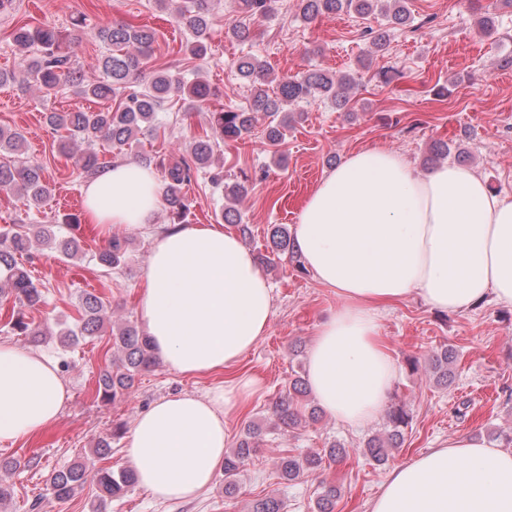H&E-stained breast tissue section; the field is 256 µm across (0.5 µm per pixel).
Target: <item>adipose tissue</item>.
I'll return each instance as SVG.
<instances>
[{"label": "adipose tissue", "instance_id": "adipose-tissue-1", "mask_svg": "<svg viewBox=\"0 0 512 512\" xmlns=\"http://www.w3.org/2000/svg\"><path fill=\"white\" fill-rule=\"evenodd\" d=\"M85 220L100 234H150L137 315L156 356L177 375L236 364L265 335L269 281L251 251L220 224L156 231L161 185L148 166L115 163L83 189ZM295 244L339 304L319 325L306 378L325 415L358 427L385 410L397 366L379 336L380 308L409 297L451 313L486 297L512 305V193L475 170L419 174L381 147L350 155L303 204ZM254 390L235 380L208 394L161 398L127 437L138 483L158 500L211 487L224 463L225 416ZM68 389L57 361L0 342V442L46 431ZM370 512H512V451L467 436L395 465Z\"/></svg>", "mask_w": 512, "mask_h": 512}]
</instances>
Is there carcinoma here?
I'll list each match as a JSON object with an SVG mask.
<instances>
[{
	"label": "carcinoma",
	"instance_id": "obj_1",
	"mask_svg": "<svg viewBox=\"0 0 512 512\" xmlns=\"http://www.w3.org/2000/svg\"><path fill=\"white\" fill-rule=\"evenodd\" d=\"M409 0H300V15L311 21L326 15L353 14L366 18L376 11L385 14L389 24L397 27L412 22L408 8ZM241 13L255 20L265 17L271 0H237ZM472 12L478 16L482 31L490 35L494 31L496 11L502 7L512 8V0H493L484 5L481 0H468ZM211 0H184L177 10L181 23L187 28L191 39L186 41V52L192 59L207 54L210 39ZM227 34L240 43L248 42L253 29L247 23L232 22ZM98 40L110 47V53L102 60L103 76L97 82L86 83L75 76L69 47L78 37L64 33L54 27L29 29L18 28L13 42L20 50L38 47V55L24 60L17 70H0V85L12 83L23 87L29 78L38 81L50 92L64 85L84 99L105 101L108 106L97 111H75L44 113L46 124L60 133L61 153L75 160V165L87 174L95 173L106 164L105 156L94 151L99 141H106L116 149L130 147L138 141V135L157 125L158 114L163 103L177 98L188 108H197L209 100L212 90L201 74L187 78L180 70L158 65L151 70L145 85L138 80L152 60L157 40L156 32L146 25L125 23L96 28ZM238 76L250 84L254 93L250 108L235 111L221 109L212 113L213 136L196 140L192 147V160L162 158L156 165L164 170V201L178 223H184L187 210L184 188L193 178L203 172L218 189H227V199L233 200L244 192L241 183L224 185V169L214 164L215 150L228 140L236 141L250 132L254 115L262 112L270 117L266 131L267 141L280 144L288 129V122L295 119L284 107H292L311 99L328 100L336 108H345L349 92L355 89V76L346 73L339 77L324 70H312L280 78L276 91L268 93L265 86L270 83L271 71L265 62L255 56H244L236 65ZM24 139L21 133L0 128V191L21 192L28 205L40 208L52 195V188L45 176L43 164L24 156ZM38 237L65 258H73L80 252L76 238L59 237L50 225L20 224L18 229L0 239V299L12 301V305L0 304V319L12 329L34 338L44 335L32 328L16 315L18 307H35L42 302L43 291L18 260L32 246V237ZM271 250L276 254H287L296 264L302 257L295 250L294 239L287 225L275 224L269 232ZM128 239L113 237L106 247L95 254L97 263L106 268H117L127 259ZM79 318L73 327L65 329L61 341L75 344L86 337L98 335L104 325V304L101 297L92 292L84 293L78 304ZM112 345L119 357L111 368L99 373L96 381V396L103 401H114L129 393L135 386L137 376L157 364L151 343L146 334L136 326L127 324L112 332ZM457 355L443 346L433 351L425 360V372L437 386L448 387L454 379ZM308 396L305 379L298 376L288 384V390L280 394L271 404L270 413L275 424L293 432L307 422H316L321 411L315 405L301 401ZM413 415L401 402H392L385 415L384 431L367 439L362 454L382 465L388 461L391 450L402 446L406 430L412 426ZM261 433L249 425L235 448L224 454V496L232 497L239 491V475L249 463L258 447ZM347 456V450L332 443L319 451L302 456H288L280 460V470L288 481H296L320 470L327 463H335ZM92 481L99 490L96 512L105 504L122 497L136 482L132 469L117 473L108 468L90 469L78 462L56 472L50 480L54 498L66 500L87 482ZM340 497L334 484H324L317 496V512H335ZM250 512H283V504L276 498L267 497L253 502Z\"/></svg>",
	"mask_w": 512,
	"mask_h": 512
}]
</instances>
